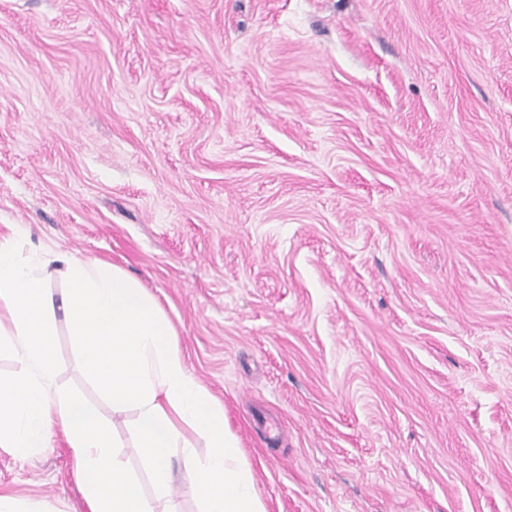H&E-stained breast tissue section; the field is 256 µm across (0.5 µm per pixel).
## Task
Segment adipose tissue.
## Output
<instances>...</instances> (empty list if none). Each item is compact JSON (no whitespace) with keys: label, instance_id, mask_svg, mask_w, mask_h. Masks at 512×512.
Returning a JSON list of instances; mask_svg holds the SVG:
<instances>
[{"label":"adipose tissue","instance_id":"adipose-tissue-1","mask_svg":"<svg viewBox=\"0 0 512 512\" xmlns=\"http://www.w3.org/2000/svg\"><path fill=\"white\" fill-rule=\"evenodd\" d=\"M24 239L17 227L0 240V345L11 346L26 367L22 376L0 380V447L25 458L60 430L87 512H155L97 414L55 389L54 300L47 283L54 264L65 280L62 301L83 370L113 408L135 411L139 447L157 490L170 489L179 457L201 512H266L223 406L188 372L175 332L147 289L97 259L25 251ZM195 438L208 447L205 457L187 455Z\"/></svg>","mask_w":512,"mask_h":512}]
</instances>
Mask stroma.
<instances>
[{
  "label": "stroma",
  "mask_w": 512,
  "mask_h": 512,
  "mask_svg": "<svg viewBox=\"0 0 512 512\" xmlns=\"http://www.w3.org/2000/svg\"><path fill=\"white\" fill-rule=\"evenodd\" d=\"M17 224L154 296L267 512H512V0H0ZM0 494L84 512L57 432Z\"/></svg>",
  "instance_id": "obj_1"
}]
</instances>
